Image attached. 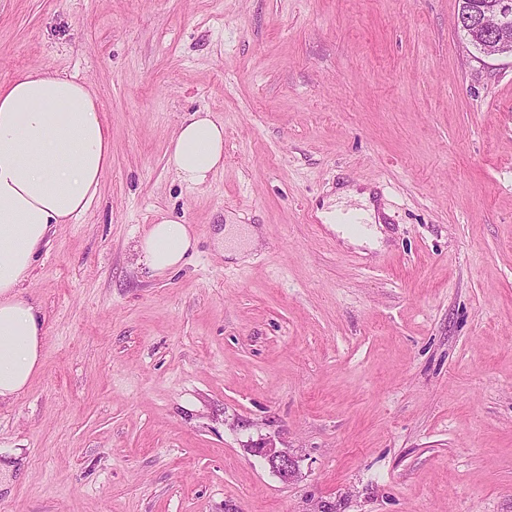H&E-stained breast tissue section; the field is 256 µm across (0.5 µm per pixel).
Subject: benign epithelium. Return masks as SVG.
I'll list each match as a JSON object with an SVG mask.
<instances>
[{"label": "benign epithelium", "instance_id": "7a95c632", "mask_svg": "<svg viewBox=\"0 0 512 512\" xmlns=\"http://www.w3.org/2000/svg\"><path fill=\"white\" fill-rule=\"evenodd\" d=\"M460 28L486 57L512 55V0H495L489 7L473 4L460 12ZM270 468L285 479L296 473V460L275 448H258Z\"/></svg>", "mask_w": 512, "mask_h": 512}]
</instances>
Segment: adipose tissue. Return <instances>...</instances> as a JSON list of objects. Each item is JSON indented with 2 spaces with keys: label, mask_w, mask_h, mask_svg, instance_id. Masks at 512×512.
Listing matches in <instances>:
<instances>
[{
  "label": "adipose tissue",
  "mask_w": 512,
  "mask_h": 512,
  "mask_svg": "<svg viewBox=\"0 0 512 512\" xmlns=\"http://www.w3.org/2000/svg\"><path fill=\"white\" fill-rule=\"evenodd\" d=\"M112 135L89 84L42 67L0 85V402L21 396L39 371L40 310L23 284L52 230L93 204L110 165ZM169 161L187 186L224 166V125L206 111L179 126ZM195 239L164 217L137 239L138 261L156 274L177 269Z\"/></svg>",
  "instance_id": "obj_1"
}]
</instances>
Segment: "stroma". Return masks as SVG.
<instances>
[{"mask_svg": "<svg viewBox=\"0 0 512 512\" xmlns=\"http://www.w3.org/2000/svg\"><path fill=\"white\" fill-rule=\"evenodd\" d=\"M461 4L0 0V84L84 80L112 132L24 283L43 365L0 404V512H512V56ZM197 110L224 166L190 188L167 157ZM351 185L380 248L307 221ZM162 215L196 246L153 275ZM255 451L266 460L270 468L284 479H290L295 475L296 460L287 452L272 447L256 448Z\"/></svg>", "mask_w": 512, "mask_h": 512, "instance_id": "obj_1", "label": "stroma"}]
</instances>
